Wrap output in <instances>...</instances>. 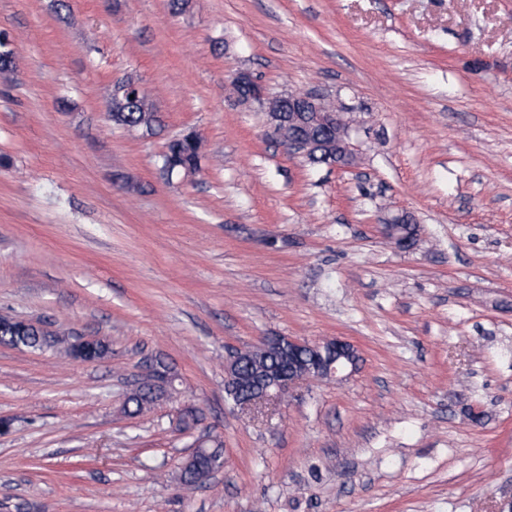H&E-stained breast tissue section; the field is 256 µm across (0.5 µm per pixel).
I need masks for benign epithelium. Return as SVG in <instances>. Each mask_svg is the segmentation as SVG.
<instances>
[{
  "mask_svg": "<svg viewBox=\"0 0 512 512\" xmlns=\"http://www.w3.org/2000/svg\"><path fill=\"white\" fill-rule=\"evenodd\" d=\"M235 82L244 90L239 99L255 103L269 113L272 135L293 154L309 156L316 164L340 167L353 164L348 126L321 99L308 93L271 96L248 72L239 73ZM411 224L413 221L406 215L394 216L386 220L384 233L398 248L410 249L418 236V228ZM97 343L94 338L78 337L71 342L70 356L89 362L88 353ZM272 345L280 350L279 368L271 372L259 390L237 371L244 351L235 350L228 355L224 386H233L243 394L237 406L246 409L262 402L279 401L304 379H342L357 370L358 350L345 339L336 337L312 343L288 336H266L255 348L264 350ZM312 353L314 362L304 372L301 359Z\"/></svg>",
  "mask_w": 512,
  "mask_h": 512,
  "instance_id": "1",
  "label": "benign epithelium"
}]
</instances>
